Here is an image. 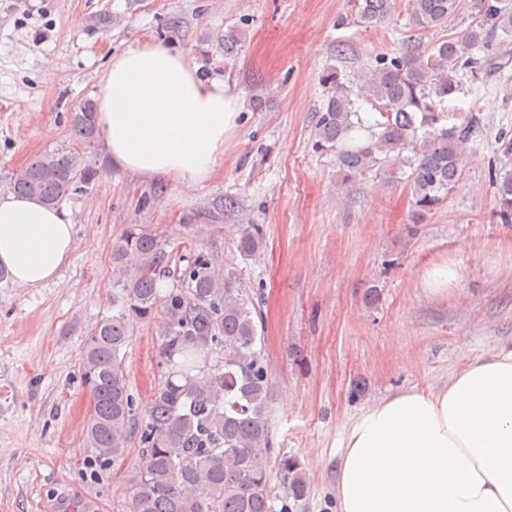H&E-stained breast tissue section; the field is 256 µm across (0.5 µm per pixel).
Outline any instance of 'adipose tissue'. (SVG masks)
Wrapping results in <instances>:
<instances>
[{
	"label": "adipose tissue",
	"mask_w": 512,
	"mask_h": 512,
	"mask_svg": "<svg viewBox=\"0 0 512 512\" xmlns=\"http://www.w3.org/2000/svg\"><path fill=\"white\" fill-rule=\"evenodd\" d=\"M237 103L177 51L146 42L113 56L96 96L107 160L185 188L224 160ZM66 209L0 195V267L37 288L70 260ZM338 512H512V344L458 368L447 385L367 406L340 442Z\"/></svg>",
	"instance_id": "ef3b65f1"
}]
</instances>
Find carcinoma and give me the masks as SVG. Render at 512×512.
<instances>
[{
	"label": "carcinoma",
	"mask_w": 512,
	"mask_h": 512,
	"mask_svg": "<svg viewBox=\"0 0 512 512\" xmlns=\"http://www.w3.org/2000/svg\"><path fill=\"white\" fill-rule=\"evenodd\" d=\"M357 22L389 20L396 0H352ZM458 0H412V22L422 31L446 27ZM493 26L512 33V0H477ZM484 25L459 39L426 49L408 39L398 56L376 59L355 85L330 74L326 99L316 112L313 147L336 152L343 180L397 161L411 168L410 188L420 214L436 209L454 188L472 141L470 125L438 126L439 108L459 90V72L477 68L469 51L484 43ZM374 106L382 120L353 122V97ZM96 107L86 100L70 116L78 148L46 151L12 174L18 195L55 206L99 173ZM355 130L367 132L359 143ZM498 214L512 221V175L497 184ZM266 246L259 224L236 230L245 257ZM170 277L166 244L144 224H130L112 246V279L121 290L118 311L101 319L85 341L82 378L93 397L87 422L94 462L106 466L123 457L136 434L139 461L130 482L129 512H294L309 493L299 460L273 448L268 420L271 385L257 347L255 305L232 273L217 275L204 256L163 292ZM156 320L164 379L155 389L140 427L130 393L124 349L130 325ZM216 349L224 352L211 360ZM275 467L282 494L270 488Z\"/></svg>",
	"instance_id": "cac0c4a2"
}]
</instances>
